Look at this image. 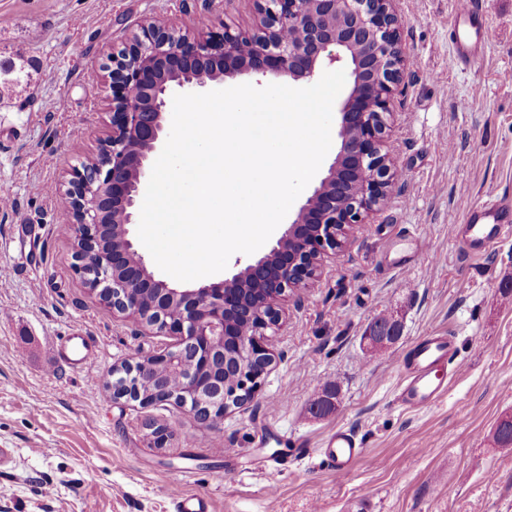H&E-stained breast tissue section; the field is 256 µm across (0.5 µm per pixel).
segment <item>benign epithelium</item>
<instances>
[{
	"instance_id": "7a95c632",
	"label": "benign epithelium",
	"mask_w": 512,
	"mask_h": 512,
	"mask_svg": "<svg viewBox=\"0 0 512 512\" xmlns=\"http://www.w3.org/2000/svg\"><path fill=\"white\" fill-rule=\"evenodd\" d=\"M254 32L200 24L183 34L155 18L138 24L130 42L102 67L112 83V130L100 139L101 161L71 169L65 210L74 217L75 268L95 293L109 288L112 314L129 318L175 344L112 370V400L142 407L173 403L203 421L243 407L261 389L276 357L267 331L280 325L291 292L316 279L341 230L361 224L394 199L397 167L382 151L392 115L393 87L408 65L400 47L396 0H253ZM341 63L350 69L339 115L340 148L296 218L267 253L230 277L182 288L155 276L135 248L131 226L150 168L167 140L175 88L224 84L240 75H274L289 83L313 79ZM151 288L146 309L138 290ZM273 299L266 315L253 300ZM179 304L168 315V301ZM400 326L374 319L365 339L396 340ZM176 371L170 391L143 376Z\"/></svg>"
}]
</instances>
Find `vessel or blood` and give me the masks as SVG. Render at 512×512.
<instances>
[{"instance_id": "1", "label": "vessel or blood", "mask_w": 512, "mask_h": 512, "mask_svg": "<svg viewBox=\"0 0 512 512\" xmlns=\"http://www.w3.org/2000/svg\"><path fill=\"white\" fill-rule=\"evenodd\" d=\"M489 33L488 20L472 3L459 0L448 30L458 63L468 66L480 60ZM450 235L462 239L470 255L485 252L512 235V205L496 198L465 209L460 223L451 225ZM91 351L88 339L66 337L58 356L71 368L83 369ZM400 370L396 387L397 403L408 410H427L437 405L448 392L450 381L463 368L449 337L430 334L411 346L407 357H396ZM363 452L362 443L348 429L339 428L323 442L322 454L336 478H345Z\"/></svg>"}]
</instances>
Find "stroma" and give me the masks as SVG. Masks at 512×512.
<instances>
[{
    "mask_svg": "<svg viewBox=\"0 0 512 512\" xmlns=\"http://www.w3.org/2000/svg\"><path fill=\"white\" fill-rule=\"evenodd\" d=\"M457 0H400L409 66L394 92L390 138L399 193L353 225L343 248L287 300L268 340L277 364L262 389L218 426L173 404L106 395L112 370L163 337L114 316L74 272V236L58 204L70 168L112 128V87L90 83L144 18L195 32L202 17L254 25L250 0H0V60L29 76L0 97V512H174L178 492L203 491L211 512H512V236L471 260L448 234L465 207L512 203V0H475L490 22L479 65L456 63L448 26ZM423 246L420 266L394 258ZM402 325L371 354L378 315ZM452 337L465 369L434 408L395 400L393 364L419 336ZM91 337L86 373L55 357L60 337ZM96 392H88L86 378ZM336 411L312 416L325 384ZM165 428L164 447L153 429ZM364 452L339 480L319 449L338 428ZM306 450H298V442ZM289 460L279 468L278 458ZM235 480L224 478L225 470ZM167 475L161 485L159 475ZM276 498H269V487Z\"/></svg>",
    "mask_w": 512,
    "mask_h": 512,
    "instance_id": "35a3bbf8",
    "label": "stroma"
}]
</instances>
